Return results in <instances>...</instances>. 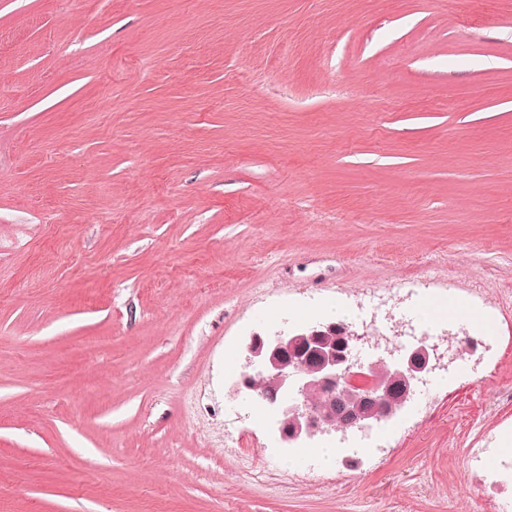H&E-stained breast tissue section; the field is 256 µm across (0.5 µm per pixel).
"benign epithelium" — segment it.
Listing matches in <instances>:
<instances>
[{
  "label": "benign epithelium",
  "instance_id": "1",
  "mask_svg": "<svg viewBox=\"0 0 512 512\" xmlns=\"http://www.w3.org/2000/svg\"><path fill=\"white\" fill-rule=\"evenodd\" d=\"M361 336L345 324L316 323L251 336L247 366L236 391H253L279 416L283 443L297 448L319 433L337 428L370 430L406 408L414 381L430 368L435 348L420 340L391 360L355 364L353 351ZM407 396L390 398L393 386Z\"/></svg>",
  "mask_w": 512,
  "mask_h": 512
}]
</instances>
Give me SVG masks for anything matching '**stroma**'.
Returning a JSON list of instances; mask_svg holds the SVG:
<instances>
[{
    "instance_id": "obj_1",
    "label": "stroma",
    "mask_w": 512,
    "mask_h": 512,
    "mask_svg": "<svg viewBox=\"0 0 512 512\" xmlns=\"http://www.w3.org/2000/svg\"><path fill=\"white\" fill-rule=\"evenodd\" d=\"M410 281L479 372L269 464L251 336ZM475 448L512 456V0H0V512L512 502Z\"/></svg>"
}]
</instances>
